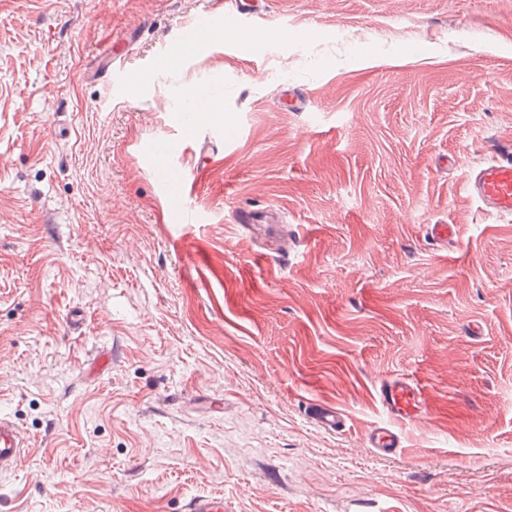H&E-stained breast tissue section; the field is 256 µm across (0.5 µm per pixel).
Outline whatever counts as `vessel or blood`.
Instances as JSON below:
<instances>
[{
	"label": "vessel or blood",
	"instance_id": "1",
	"mask_svg": "<svg viewBox=\"0 0 512 512\" xmlns=\"http://www.w3.org/2000/svg\"><path fill=\"white\" fill-rule=\"evenodd\" d=\"M495 153L492 164L469 176L466 188L484 212L512 215V140L498 141ZM377 395L387 419L368 429L365 444L379 455H395L403 448L401 423L415 422L421 417L423 388L414 379L398 377L383 381ZM310 416L329 432L342 431L346 425L344 413L330 405H312ZM28 446V439L18 425L1 415L0 470L14 469ZM180 512H224V498L218 494H197L184 501Z\"/></svg>",
	"mask_w": 512,
	"mask_h": 512
}]
</instances>
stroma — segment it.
Masks as SVG:
<instances>
[{"instance_id":"obj_1","label":"stroma","mask_w":512,"mask_h":512,"mask_svg":"<svg viewBox=\"0 0 512 512\" xmlns=\"http://www.w3.org/2000/svg\"><path fill=\"white\" fill-rule=\"evenodd\" d=\"M218 2L0 0V512H512V216L465 187L512 139V0H259L160 68ZM224 34V27L219 25L199 30L194 36L182 41L172 56L162 61V68L172 67L184 59L201 54L215 43L224 41ZM183 96L189 98L196 124L222 119V115L219 114L221 111L217 108L214 97L209 92L189 89L183 93ZM377 395L388 420L368 429L365 444L379 455H396L403 448V436L398 424L421 419L423 387L414 379L398 377L383 381ZM310 417L325 431L341 432L346 426L345 414L334 406L313 404ZM29 442L16 423L0 416V470L14 469L24 458ZM180 512H224V497L218 494H197L189 497Z\"/></svg>"}]
</instances>
